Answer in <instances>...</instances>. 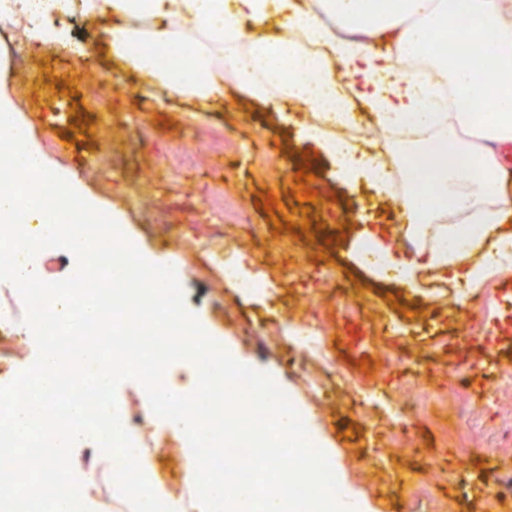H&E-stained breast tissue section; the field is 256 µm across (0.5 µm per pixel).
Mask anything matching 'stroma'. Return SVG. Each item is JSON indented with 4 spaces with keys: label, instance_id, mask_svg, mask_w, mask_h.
<instances>
[{
    "label": "stroma",
    "instance_id": "1",
    "mask_svg": "<svg viewBox=\"0 0 512 512\" xmlns=\"http://www.w3.org/2000/svg\"><path fill=\"white\" fill-rule=\"evenodd\" d=\"M53 28L74 43L97 41L94 64L84 67L48 43L23 65L0 45V94L14 100L39 156L49 167L77 169L84 193L120 211L127 238L147 260L184 262L188 308L237 361L268 372L294 401L362 512H430L444 503L453 512H512L507 470L487 466L492 457L512 461V430L502 427L512 397L487 402L500 371L512 370V307L499 303L512 271L477 289L424 272L409 285L393 269L380 279L361 252L365 239L401 261L416 252L413 234L393 221L399 200L377 196L364 176L338 179L333 161L303 133L308 112L280 103L244 108L229 78L209 111L184 100L159 109L141 81L102 83L112 65L106 22L76 12ZM218 136L224 148L215 151ZM305 154L318 163L300 186L291 165ZM301 189L317 197L304 210ZM218 190L233 207L221 224L209 207ZM264 195L278 198L273 210L260 207ZM233 255L268 283L266 294H246L225 278L222 262ZM458 295L468 299L461 310L450 304ZM300 324L320 328L336 359L331 372L289 339ZM464 325L466 354L456 342ZM470 360L481 368H467ZM452 394L480 413L483 430L449 413ZM117 398L146 416L183 484L191 450L147 417L138 383H122Z\"/></svg>",
    "mask_w": 512,
    "mask_h": 512
}]
</instances>
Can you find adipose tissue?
Instances as JSON below:
<instances>
[{"label":"adipose tissue","instance_id":"1","mask_svg":"<svg viewBox=\"0 0 512 512\" xmlns=\"http://www.w3.org/2000/svg\"><path fill=\"white\" fill-rule=\"evenodd\" d=\"M89 14L109 12L119 23L110 31L113 58L140 72L163 95L208 106L224 94L221 72L231 74L245 100L271 104L288 99L312 114L305 135L336 165L339 178L368 177L377 193L390 191L381 153L417 152L436 138L458 156L478 150L482 168L464 165L443 171L438 197L481 225L482 236L457 248L453 228L416 200L402 202L405 223L426 225L441 247L424 248L398 271L401 281L427 269L478 288L512 268V234L503 233V215L512 196L499 174L512 161V96L499 97L494 111L473 127V104L490 90L481 78L484 59L472 41L491 47L499 67L495 78L512 84V0H409L408 13L396 0H84ZM467 13L478 23L475 35L457 32L455 20ZM159 44L185 55L189 72L160 66L148 47ZM313 52H306V45ZM426 57V70L404 63ZM354 74L351 89L338 86L337 73ZM360 100L384 140L372 149L328 135L342 120L347 101ZM497 246L486 254L483 240Z\"/></svg>","mask_w":512,"mask_h":512}]
</instances>
